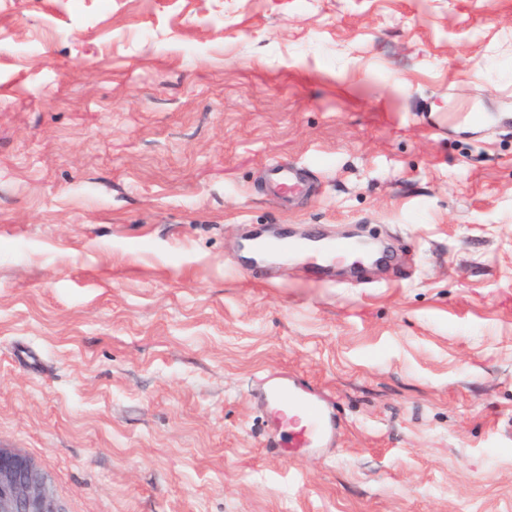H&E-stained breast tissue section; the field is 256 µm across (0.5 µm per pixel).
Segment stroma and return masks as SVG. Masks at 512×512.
Here are the masks:
<instances>
[{
    "label": "stroma",
    "mask_w": 512,
    "mask_h": 512,
    "mask_svg": "<svg viewBox=\"0 0 512 512\" xmlns=\"http://www.w3.org/2000/svg\"><path fill=\"white\" fill-rule=\"evenodd\" d=\"M276 370L332 447H266ZM0 447L67 512H512V0H0ZM269 185L276 196L307 198L314 190L311 173L291 162L272 163L266 167ZM364 243L348 238H309L295 239L282 237L274 239L272 247L278 252L304 253L316 262L339 259L355 254ZM260 402L267 415L268 442L272 448H327L336 438L335 402L297 375L288 372L270 374ZM284 403H290L307 420V425L301 431L289 433L287 440L276 435L284 422L268 412L269 407Z\"/></svg>",
    "instance_id": "stroma-1"
}]
</instances>
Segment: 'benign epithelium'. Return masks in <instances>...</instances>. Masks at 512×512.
Wrapping results in <instances>:
<instances>
[{"mask_svg": "<svg viewBox=\"0 0 512 512\" xmlns=\"http://www.w3.org/2000/svg\"><path fill=\"white\" fill-rule=\"evenodd\" d=\"M0 512H66L47 472L14 448H0Z\"/></svg>", "mask_w": 512, "mask_h": 512, "instance_id": "obj_1", "label": "benign epithelium"}]
</instances>
